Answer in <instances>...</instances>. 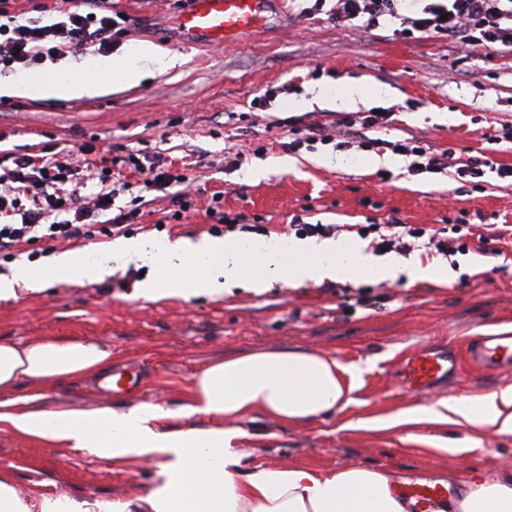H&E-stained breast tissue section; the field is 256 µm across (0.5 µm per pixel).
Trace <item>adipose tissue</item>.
<instances>
[{
  "label": "adipose tissue",
  "instance_id": "obj_1",
  "mask_svg": "<svg viewBox=\"0 0 512 512\" xmlns=\"http://www.w3.org/2000/svg\"><path fill=\"white\" fill-rule=\"evenodd\" d=\"M174 59L153 44L132 40L105 60L64 62L41 78L21 76L0 83V96L31 100L93 98L112 88L133 87L173 67ZM82 77H75V70ZM104 260L68 252L47 265L0 276V300L40 292L55 283L81 284L111 274ZM112 353L96 341L49 336L34 344L0 343V392L19 380L100 378ZM355 380L335 358L304 351H251L215 360L194 377L192 409L213 426L166 431L169 410L151 404L118 411L108 406L0 410V422L49 447L73 448L101 460H153L154 478L135 502L75 501L66 497L24 501L9 475H0V512H412L390 476L359 466L244 467L237 422L263 413L283 424L331 415L349 404ZM453 413L478 428L512 436V387L478 398L451 397L400 413V420L443 419ZM456 512H512V475L491 479L471 471L460 482Z\"/></svg>",
  "mask_w": 512,
  "mask_h": 512
}]
</instances>
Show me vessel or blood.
<instances>
[{
  "label": "vessel or blood",
  "instance_id": "1",
  "mask_svg": "<svg viewBox=\"0 0 512 512\" xmlns=\"http://www.w3.org/2000/svg\"><path fill=\"white\" fill-rule=\"evenodd\" d=\"M270 0H191L180 16L187 35L219 47L224 41L253 33L266 20ZM470 361L490 372L512 369V331L481 336L468 352ZM461 370L459 359L436 347L414 351L400 366L403 389L411 395L428 394ZM401 492L416 500L421 512L432 504L448 502L451 489L441 485L416 483L402 485Z\"/></svg>",
  "mask_w": 512,
  "mask_h": 512
}]
</instances>
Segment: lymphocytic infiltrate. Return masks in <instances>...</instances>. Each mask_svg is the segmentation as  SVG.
Listing matches in <instances>:
<instances>
[{
	"label": "lymphocytic infiltrate",
	"mask_w": 512,
	"mask_h": 512,
	"mask_svg": "<svg viewBox=\"0 0 512 512\" xmlns=\"http://www.w3.org/2000/svg\"><path fill=\"white\" fill-rule=\"evenodd\" d=\"M84 10L62 8L58 22L44 25L39 20L18 21L12 16L9 0H0V66H29L43 58L88 45L108 48L112 37L124 31L117 16L101 12L104 0H83ZM401 0H309L301 16L320 14L337 26L358 31L376 29L398 18ZM403 37L448 36L458 52L474 48L503 47L512 50V0H433L421 17L411 19L401 31ZM390 113H367L361 117L345 116L338 134L291 127L289 151H298L311 142L334 143L336 149L355 147L370 151L384 146L392 153L407 157L410 175L454 171L460 179L483 178L494 169L499 178L512 179V167L494 164L488 157L455 158L452 152H439L425 140L410 138L383 143L368 137V129L384 126ZM91 144L69 150L66 157L45 151L38 155L7 152L0 166V259L14 257L20 247L34 246L44 240H78L109 237L126 232L133 210L144 206L143 197H134L130 210L112 213L111 201L127 189L126 183L113 178L109 167L91 161ZM122 165L142 176L151 190H170V219L181 220L195 210L196 203L185 191L189 176L172 173L170 167L150 163L146 153L131 149ZM87 172L89 180L101 190L84 200L73 178ZM357 233L371 239L374 249L409 254L418 240H426L431 252L450 256L453 250H470L472 243L462 225L405 224L391 219L384 224L359 225Z\"/></svg>",
	"instance_id": "1"
}]
</instances>
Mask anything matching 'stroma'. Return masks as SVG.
Here are the masks:
<instances>
[{"instance_id": "1", "label": "stroma", "mask_w": 512, "mask_h": 512, "mask_svg": "<svg viewBox=\"0 0 512 512\" xmlns=\"http://www.w3.org/2000/svg\"><path fill=\"white\" fill-rule=\"evenodd\" d=\"M184 0H112L130 16L126 32L109 48L120 53L132 40L147 41L178 56L166 72L139 85L92 99L0 103V150L37 153L90 141L101 146L157 149L176 170L196 168L197 203L222 193L225 211L242 213L282 236L294 215L310 223L341 225L337 238L355 240L358 224L399 217L408 224L512 225V182L486 173V185H460L455 176L408 175L405 157L391 151L317 150L288 152L290 125L338 129L343 113L324 89L347 82L384 85L388 93L357 103L356 111L395 109L384 139L426 140L462 156L487 155L512 166V52L476 50L460 60L451 38L406 39L392 23L351 32L326 16L298 17L293 0H273L263 28L220 47L187 39L179 24ZM267 105L255 99L266 91ZM248 155L236 167L225 148ZM257 178H247L250 170ZM389 181H380V174ZM160 197L143 206L130 236L151 241L201 237L209 222L195 212L159 226ZM105 238L46 241L21 247L0 260V275L16 265L73 249L102 253ZM396 280L359 278L367 305L345 308L339 282L298 286L281 281L257 293L235 288L190 300L159 301L134 296L136 279L113 262L100 282L57 283L40 293L0 301V341L33 343L48 336L88 338L112 350V367L138 366L146 381L141 396L103 392L100 380L73 378L21 382L14 397L36 395L41 405L105 404L121 411L140 404L172 411L170 425L210 426L189 408L192 377L209 362L265 350L319 352L360 369L353 403L314 421L281 425L265 415L241 421L247 465L366 466L398 481L432 483L445 475L466 479L469 470L494 477L512 471V437L467 423L421 422L385 426L384 421L448 397H477L512 386V372L490 374L465 367L459 377L425 396L408 395L398 366L412 352L445 346L465 357L469 341L499 329L512 330V237L489 242L486 251L448 258L417 247L394 255ZM433 267L440 280L412 275L414 266ZM15 477L24 499L65 496L77 501H130L151 484L153 462L115 464L71 448L46 447L18 437L0 423V473Z\"/></svg>"}]
</instances>
